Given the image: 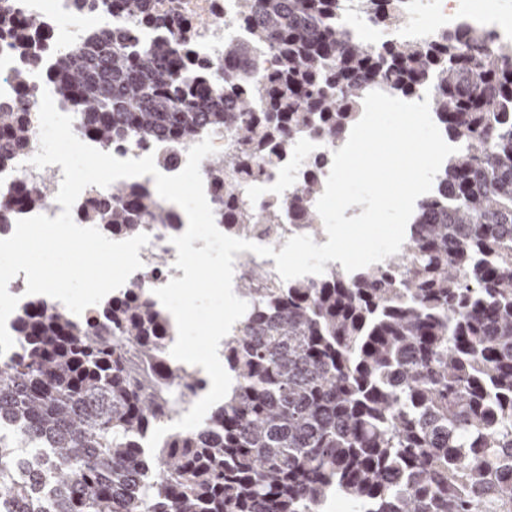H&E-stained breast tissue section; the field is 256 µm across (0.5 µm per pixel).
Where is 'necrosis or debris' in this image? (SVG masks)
Wrapping results in <instances>:
<instances>
[{
  "label": "necrosis or debris",
  "mask_w": 512,
  "mask_h": 512,
  "mask_svg": "<svg viewBox=\"0 0 512 512\" xmlns=\"http://www.w3.org/2000/svg\"><path fill=\"white\" fill-rule=\"evenodd\" d=\"M152 20H131L113 11L110 0H0V8L31 21L36 31L44 33L33 55H20L0 42V105L27 112L31 124L39 122L43 90L51 89L48 73L56 56L91 37L109 32L118 35L130 47L153 43L178 35L185 39L194 61L203 62L223 56L225 46L250 39L247 25L241 20V0H150ZM402 11L411 22L404 27L382 28L372 24L362 13L358 0H344L336 18L346 36L372 49L395 41H426L451 30L459 21L491 30L497 39H512V18H503L493 7L476 6L469 0H403ZM341 141L311 133L295 142L261 181L242 188L245 202L256 205L286 204L295 198L296 188L311 166H318L320 179H327L332 154ZM39 149L38 138H31L27 149L9 165L0 167V201H6L5 189L17 181L44 178L52 188H59L62 168L51 165L41 169L31 165ZM188 144L164 140L145 141L135 137L113 144L117 158H141L153 155L157 169L167 175L180 172L187 161ZM149 242L139 250L143 268L126 281V289L138 287L143 273L154 267L157 256L166 264L157 269L150 288L165 285L181 277L174 262L177 251L171 243L172 231L159 225L147 226ZM311 235L316 244L327 241L324 225L309 229L304 224L281 222L256 224L244 231V239L282 250L289 237Z\"/></svg>",
  "instance_id": "1"
}]
</instances>
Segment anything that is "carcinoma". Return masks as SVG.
<instances>
[{"label":"carcinoma","mask_w":512,"mask_h":512,"mask_svg":"<svg viewBox=\"0 0 512 512\" xmlns=\"http://www.w3.org/2000/svg\"><path fill=\"white\" fill-rule=\"evenodd\" d=\"M392 27L401 0H360ZM342 0H242L251 42L188 75L187 49L136 52L104 35L60 53L56 94L105 145L133 135L182 143L210 126L231 133L209 176L224 223L276 224L280 205L236 199L233 181L320 130L339 139L378 86L409 96L434 85L433 112L466 148L420 199L406 247L377 268L321 280L239 279L248 314L224 340L234 383L209 423L143 448L175 411L169 389L201 382L170 364L168 314L140 290L79 321L40 303L19 319L15 356L0 359V512H512V42L463 23L421 42L371 50L336 24ZM130 19L148 0H112ZM32 53L31 23L0 11V37ZM264 44L266 56L252 53ZM227 71L224 87L210 74ZM33 134L0 108V166ZM321 186L298 185L288 221L317 223ZM47 181L11 188L16 208L49 201ZM83 219L131 238L177 217L147 189L112 186ZM153 363L140 374L130 351Z\"/></svg>","instance_id":"obj_1"}]
</instances>
